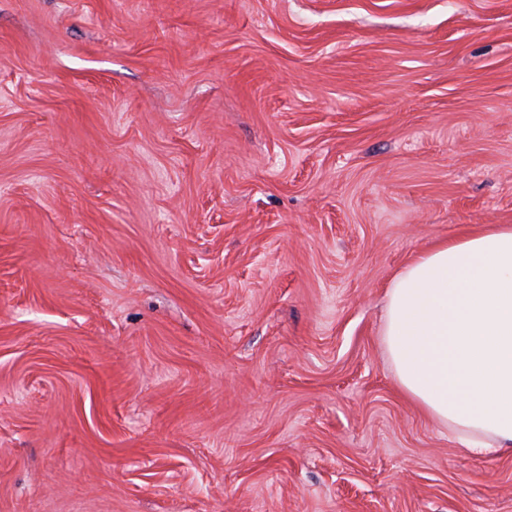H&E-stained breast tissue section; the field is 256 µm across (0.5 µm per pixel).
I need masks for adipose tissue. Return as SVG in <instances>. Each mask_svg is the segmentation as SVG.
I'll use <instances>...</instances> for the list:
<instances>
[{
  "instance_id": "adipose-tissue-1",
  "label": "adipose tissue",
  "mask_w": 512,
  "mask_h": 512,
  "mask_svg": "<svg viewBox=\"0 0 512 512\" xmlns=\"http://www.w3.org/2000/svg\"><path fill=\"white\" fill-rule=\"evenodd\" d=\"M401 393L469 454H512V225L433 245L385 294Z\"/></svg>"
}]
</instances>
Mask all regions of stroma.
<instances>
[{
  "label": "stroma",
  "mask_w": 512,
  "mask_h": 512,
  "mask_svg": "<svg viewBox=\"0 0 512 512\" xmlns=\"http://www.w3.org/2000/svg\"><path fill=\"white\" fill-rule=\"evenodd\" d=\"M488 224L512 0H0V512H512L380 336Z\"/></svg>",
  "instance_id": "stroma-1"
}]
</instances>
